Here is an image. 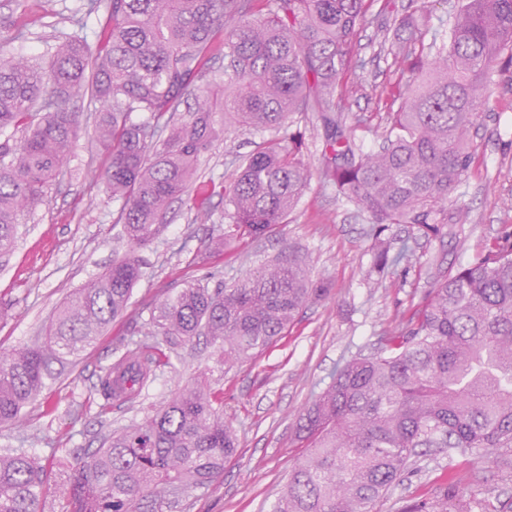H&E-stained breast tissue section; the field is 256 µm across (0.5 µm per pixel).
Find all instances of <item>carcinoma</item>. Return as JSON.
Wrapping results in <instances>:
<instances>
[{
    "mask_svg": "<svg viewBox=\"0 0 512 512\" xmlns=\"http://www.w3.org/2000/svg\"><path fill=\"white\" fill-rule=\"evenodd\" d=\"M389 50L417 73L384 144L355 154L346 135V98L337 79L362 68L353 38L375 2ZM105 10L103 36L52 47L47 64L0 60V257L9 255L25 212L45 202L82 125L71 99L85 88L103 103L95 139L106 162L98 178L122 200L129 250L72 293L42 344L0 358V424L19 420L52 375L121 315L144 275L139 249L164 227L183 197L199 214L224 197V241L255 239L286 218L309 171L297 114L317 113L324 130L322 174L372 224L368 277L410 262L407 243L387 232L409 224L429 239L455 235L460 211L448 196L473 160L476 109L499 72L512 67V0H462L449 23L428 15L415 25L392 0H88ZM224 57V82L211 64ZM132 112H146L141 123ZM277 136L254 144L227 183L196 184L201 157L224 140V119ZM425 301L398 332L336 369L301 414V457L269 512H377L392 488L421 471L419 461L473 451L491 468L512 470V232L457 268L431 272ZM294 252L230 288L191 281L150 310L147 332L120 341L101 368L98 395L135 403L170 364L169 351L209 340L227 364L271 347L298 313L327 298ZM224 400L189 382L141 424L111 431L56 490L59 512H162L205 488L237 450ZM47 474L23 449L0 453V512H41ZM512 512V501L464 502L456 483L400 512Z\"/></svg>",
    "mask_w": 512,
    "mask_h": 512,
    "instance_id": "cac0c4a2",
    "label": "carcinoma"
}]
</instances>
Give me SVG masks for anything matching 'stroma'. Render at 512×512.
<instances>
[{
	"label": "stroma",
	"mask_w": 512,
	"mask_h": 512,
	"mask_svg": "<svg viewBox=\"0 0 512 512\" xmlns=\"http://www.w3.org/2000/svg\"><path fill=\"white\" fill-rule=\"evenodd\" d=\"M84 4L0 0V53L47 56L57 40L76 31L80 17L87 20L88 40L96 41L100 21L85 17ZM376 27V20L368 19L352 43V54L365 60V69L343 80L351 115L346 132L367 152L377 148L390 123L388 91L406 90L412 77L405 63L383 51ZM381 88L386 91L382 97L377 94ZM71 106L81 112L83 127L69 163L52 181L45 202L23 216L14 251L0 261V354L41 343L60 304L128 249L117 222L121 203L93 178L105 160L91 138L100 105L81 93ZM317 123L312 112L294 122V131L304 136L310 177L287 223L265 237L212 250V241L224 235L223 197L211 198L206 221L197 219L186 201H173L166 225L141 251L144 276L127 311L24 408L21 425H0V453L23 449L39 459L55 484H65L76 453L99 447L108 431L145 421L188 381L202 377L223 393L224 420L238 435V449L212 485L188 493L163 512H266L294 466L298 418L336 367L369 353L381 336L400 329L403 317L429 290L431 267L466 264L512 231V69L499 73L480 105L470 171L448 197L449 206L468 211V224L456 239L444 242L407 226L393 227V238L408 242L413 256L378 288L366 281L373 259L368 218L324 181ZM266 136L263 130L228 124L223 142L202 156L199 176L217 182L230 178L239 156ZM291 251L305 260L312 279L329 281L333 290L305 308L287 336L243 364L223 363L203 342L181 348L140 402H116L109 414H100V369L120 339L141 338L154 304L190 280L211 288L233 285ZM449 479L457 481L467 499L512 498V471L486 468L474 453L451 461L441 456L426 460L422 472L397 486L378 512H400L407 498L431 496Z\"/></svg>",
	"instance_id": "obj_1"
}]
</instances>
